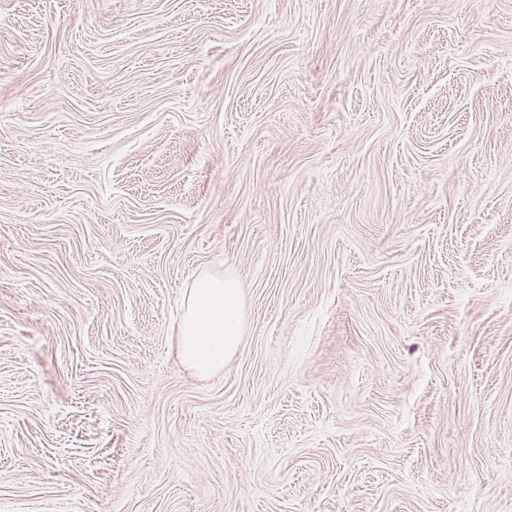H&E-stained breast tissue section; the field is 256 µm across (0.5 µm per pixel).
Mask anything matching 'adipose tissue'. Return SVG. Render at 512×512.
<instances>
[{
	"label": "adipose tissue",
	"mask_w": 512,
	"mask_h": 512,
	"mask_svg": "<svg viewBox=\"0 0 512 512\" xmlns=\"http://www.w3.org/2000/svg\"><path fill=\"white\" fill-rule=\"evenodd\" d=\"M185 304L177 336L179 356L196 375H211L239 347L244 325L242 290L233 277L204 273L189 288Z\"/></svg>",
	"instance_id": "ef3b65f1"
}]
</instances>
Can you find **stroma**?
<instances>
[{
	"instance_id": "1",
	"label": "stroma",
	"mask_w": 512,
	"mask_h": 512,
	"mask_svg": "<svg viewBox=\"0 0 512 512\" xmlns=\"http://www.w3.org/2000/svg\"><path fill=\"white\" fill-rule=\"evenodd\" d=\"M0 512H512V0H0ZM177 350L196 375L224 367L238 349L244 328L242 290L231 276L204 273L188 289Z\"/></svg>"
}]
</instances>
